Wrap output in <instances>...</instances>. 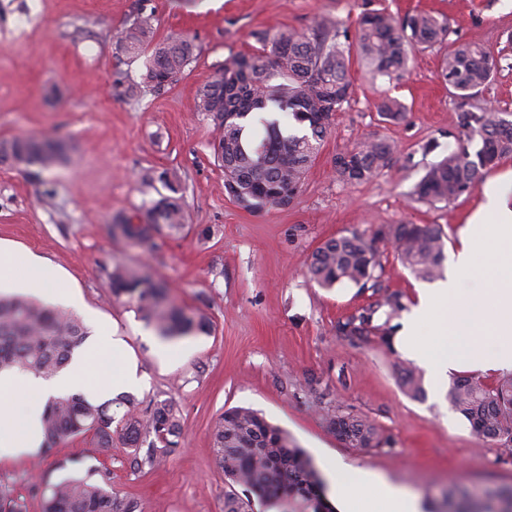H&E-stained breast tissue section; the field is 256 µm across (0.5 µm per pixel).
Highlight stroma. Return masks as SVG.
Masks as SVG:
<instances>
[{
  "label": "stroma",
  "mask_w": 512,
  "mask_h": 512,
  "mask_svg": "<svg viewBox=\"0 0 512 512\" xmlns=\"http://www.w3.org/2000/svg\"><path fill=\"white\" fill-rule=\"evenodd\" d=\"M139 0H0V141L21 134L59 136L69 159L51 170L0 164V247L35 254L58 269L68 296L61 306L91 334L72 360L90 384L111 385L123 361L143 387L139 409L169 400L183 435L178 448L133 467V451L114 438L110 455L93 434L48 452L0 460V480L42 512L36 485L63 475L58 462L94 459L112 472V492L143 512H224V472L211 435L224 410L244 406L286 430L321 476L342 465L386 479L435 506L443 488L479 491L512 486V452L482 441L448 401L449 379L424 375V396L406 395L399 370L415 368L398 348L375 336H340L339 319L375 300L370 289L311 281L312 254L326 240L382 224H437L453 253L458 231L481 190L451 203L413 201L410 191L428 167L456 146L457 111L484 107L512 113V70L504 69L476 96H453L441 77L443 48L413 52L401 78L374 77L358 60L353 93L309 168L302 189L284 208L248 210L224 189L211 154L212 126L195 109L196 95L224 59L257 48L254 32L288 26L309 33L325 16L347 28L370 10L402 17L428 12L449 20L450 40L501 51L512 34V0H148L156 36L188 34L199 47L182 77L163 90L129 96L141 60L117 53L110 32L132 20ZM30 19L27 31L14 29ZM400 101L402 123L382 121L378 103ZM384 138L395 165L371 181L349 185L334 159L359 141ZM178 180L189 221L154 246L112 236L113 217L142 210ZM53 198H44L45 189ZM383 279L413 306L425 280L384 251ZM123 264L170 288L172 302L208 316L212 329L163 341L115 299L107 271ZM341 411L371 420L383 443L353 448L327 423Z\"/></svg>",
  "instance_id": "obj_1"
}]
</instances>
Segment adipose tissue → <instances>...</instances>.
I'll use <instances>...</instances> for the list:
<instances>
[{"label": "adipose tissue", "instance_id": "1", "mask_svg": "<svg viewBox=\"0 0 512 512\" xmlns=\"http://www.w3.org/2000/svg\"><path fill=\"white\" fill-rule=\"evenodd\" d=\"M512 177L489 180L484 199L459 232V244L446 281L421 291L396 339L399 348L437 375L461 369L488 374L512 373V209L505 196ZM9 286L47 298L57 273L28 252L4 251ZM486 257L489 281L471 288L463 281L478 257ZM430 325L429 342L417 330ZM72 372L44 381L0 373V459L27 454L42 443L40 415L49 396L78 386ZM339 512H421L419 500L405 489L361 473L335 470Z\"/></svg>", "mask_w": 512, "mask_h": 512}]
</instances>
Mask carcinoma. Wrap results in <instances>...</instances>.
I'll list each match as a JSON object with an SVG mask.
<instances>
[{
    "instance_id": "cac0c4a2",
    "label": "carcinoma",
    "mask_w": 512,
    "mask_h": 512,
    "mask_svg": "<svg viewBox=\"0 0 512 512\" xmlns=\"http://www.w3.org/2000/svg\"><path fill=\"white\" fill-rule=\"evenodd\" d=\"M154 14L142 6L133 20L114 35L115 49L129 57L148 51L141 86L159 91L176 82L197 56L198 46L182 34L153 40ZM450 24L429 13L396 18L383 10L363 13L354 41L366 72L400 76L416 48L441 44ZM348 37L341 23L325 17L310 34L279 27L259 30L260 48L224 59L199 91L196 110L213 124L211 149L224 168V188L248 209L290 204L329 133L331 118L353 91L348 75L349 51L340 37ZM501 58L470 43H453L445 53L441 76L453 94L467 100L482 90L499 71ZM379 116L398 123L407 118L396 100L378 105ZM458 147L433 163L414 184L411 198L428 204L448 203L473 191L485 171L512 157V120L492 110L459 109ZM69 144L61 138L20 135L0 141V159L17 168L49 169L62 164ZM396 148L386 139L356 144L334 161L336 178L350 185L371 180L392 167ZM170 191L143 213L117 214L111 224L114 236L153 243L167 231L179 233L188 213L176 182ZM392 247L400 263L418 277L441 275L445 260V234L436 224H384L371 235L352 231L325 241L312 255L309 274L322 288L351 283L370 287L379 298L337 322L340 336H376L391 344V328L374 323L379 310L386 319L404 308L403 296L383 285L376 270L383 269L377 244ZM116 298H124L137 315L166 340L209 330L208 318L187 313L169 301L168 286L137 269L116 264L108 272ZM88 331L72 313L18 295H0V373L18 372L50 379L71 362L86 341ZM400 380L412 396L424 394L423 378L404 368ZM127 410L112 413V402L96 404L83 394H64L47 401L41 424L42 447L91 432L97 451L112 449L117 434L134 448L136 466L151 465L160 448H176L183 426L173 405L154 402L143 416L134 413L135 399L121 396ZM448 400L484 440L512 445V375L487 384L472 376L453 379ZM331 427L344 441L362 448L382 443L370 421L349 414L328 416ZM217 460L224 470V512L252 510L250 499L238 488L255 492L280 512H334L327 502L326 485L311 458L287 432L272 425L250 408L224 411L212 430ZM0 512H26L24 498L0 484ZM42 512H139L137 502L112 494L110 472L89 466L48 486L42 492ZM438 512H512V487L487 489L479 496L450 488L443 492Z\"/></svg>"
}]
</instances>
